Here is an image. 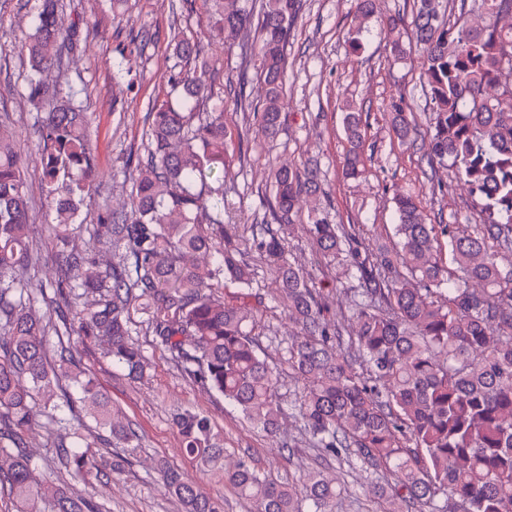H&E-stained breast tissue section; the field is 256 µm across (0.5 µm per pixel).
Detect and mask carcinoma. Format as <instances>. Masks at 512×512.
Returning a JSON list of instances; mask_svg holds the SVG:
<instances>
[{
	"instance_id": "obj_1",
	"label": "carcinoma",
	"mask_w": 512,
	"mask_h": 512,
	"mask_svg": "<svg viewBox=\"0 0 512 512\" xmlns=\"http://www.w3.org/2000/svg\"><path fill=\"white\" fill-rule=\"evenodd\" d=\"M457 5L462 22L449 25L443 3ZM213 26L228 41L257 22V74L266 85L258 109L261 131L280 125L285 51L298 0H213ZM58 0H41L22 43L32 72L28 99L49 110L35 128L41 172L58 214L61 274L44 288L28 286L40 263L30 237L31 206L25 160L0 133V485L16 512H101L62 479L35 478L24 431L43 409L55 454L66 472L90 476L96 445L134 454L141 435L102 396L70 350L76 336L104 342L112 363L139 379L146 357L134 336H152L191 384L233 404L252 425L289 447L278 397L280 369L262 352L257 307L262 302L250 257L273 271L270 293L296 332L270 338L279 361L298 383L292 419L300 439L321 460L370 473L365 497L373 512H512V267L489 245L512 252V0H414L412 39L423 59L421 78L430 112L425 157L434 181L445 168L480 208L470 231L427 224L419 203L395 198L398 242L371 251L354 229L332 224L320 211L302 228L329 266L355 288H337L348 315L330 317L321 288L288 254L301 196H315V168L272 171L273 224L224 223L227 131L223 99L212 94L200 47L180 40L177 57L192 70L169 71L174 101L151 107L146 156L131 174L127 207H103L94 222L112 247L103 266L95 250L68 248L71 225L98 181L89 151L91 116L49 82L61 66L58 47L75 49L80 30L57 24ZM377 0H354L348 43L359 51ZM392 134L415 141L419 129L400 103L387 115ZM343 174L365 171L362 113L347 105ZM50 301L56 319L34 317ZM54 333L59 359H47ZM83 411L109 435L82 434L62 413ZM184 454L224 479L256 512H335L344 478L313 468L281 482L230 458L210 419L187 409L173 415ZM164 489L181 512H223L185 474L160 468Z\"/></svg>"
}]
</instances>
